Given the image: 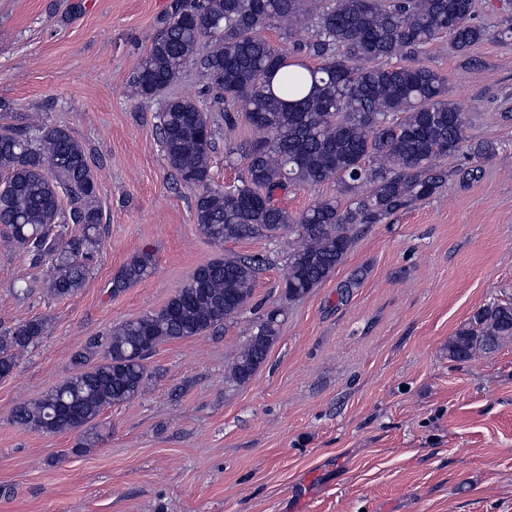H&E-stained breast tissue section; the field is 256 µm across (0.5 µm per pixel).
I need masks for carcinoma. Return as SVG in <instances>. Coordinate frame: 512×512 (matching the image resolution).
I'll use <instances>...</instances> for the list:
<instances>
[{
    "mask_svg": "<svg viewBox=\"0 0 512 512\" xmlns=\"http://www.w3.org/2000/svg\"><path fill=\"white\" fill-rule=\"evenodd\" d=\"M312 23L304 41L295 26ZM282 30L274 45L262 32ZM446 34L466 54L489 36L512 39V16L493 32L475 22L473 0H327L314 12L307 0H175L160 34L133 77L136 94L163 99L156 126L178 181L194 193L197 224L214 243L293 235L283 293L308 295L343 262L360 228L383 224L433 196L448 178L433 161L469 147L478 161L496 155L491 142L468 144L460 104L447 79L412 65L424 46ZM318 61L310 66L306 60ZM401 59L405 65H393ZM209 89L241 108L255 136L241 150V184H212L214 131L197 103L167 90L187 63ZM401 119L393 120V116ZM0 237L26 253L34 269L49 265L44 293L66 299L84 288L98 252L102 213L97 176L83 144L66 128L38 121L0 129ZM329 180L344 193H368L342 206L319 199L299 216L275 200L290 184ZM70 195L64 210L61 191ZM262 256H221L198 266L160 310L112 327L74 355L80 372L38 399L17 406L15 423L43 433L76 432L74 451L100 439L98 417L140 396L152 378L146 360L159 344L222 328L251 301ZM153 256L142 252L112 278L117 294L149 276ZM282 311L271 309L250 328L231 365L244 383L265 361ZM47 331L43 318L0 335V380ZM512 341V307L477 309L448 340V358L466 361Z\"/></svg>",
    "mask_w": 512,
    "mask_h": 512,
    "instance_id": "1",
    "label": "carcinoma"
}]
</instances>
